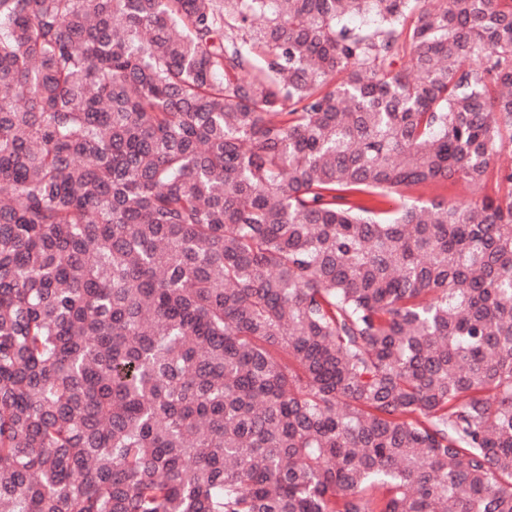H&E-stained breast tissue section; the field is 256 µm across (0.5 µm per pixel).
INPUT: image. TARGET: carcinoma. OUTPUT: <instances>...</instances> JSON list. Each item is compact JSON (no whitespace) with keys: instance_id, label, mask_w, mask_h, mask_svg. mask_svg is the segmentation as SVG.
I'll list each match as a JSON object with an SVG mask.
<instances>
[{"instance_id":"obj_1","label":"carcinoma","mask_w":512,"mask_h":512,"mask_svg":"<svg viewBox=\"0 0 512 512\" xmlns=\"http://www.w3.org/2000/svg\"><path fill=\"white\" fill-rule=\"evenodd\" d=\"M511 147L512 0H0V512H512ZM403 194L411 200L429 202L432 200L455 199L462 204L480 199L484 195H492L491 184L481 190L469 189L460 183L451 180L436 183L413 186L403 189Z\"/></svg>"}]
</instances>
